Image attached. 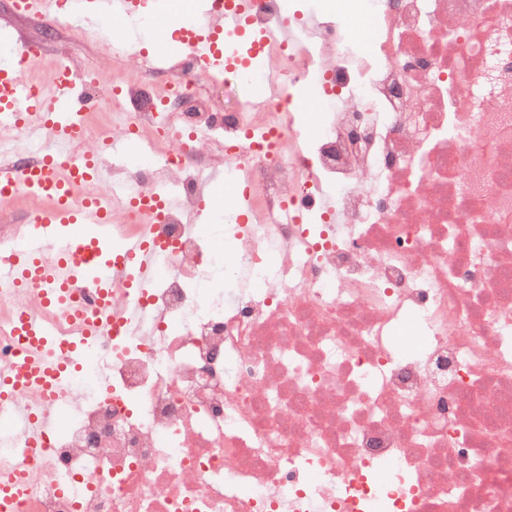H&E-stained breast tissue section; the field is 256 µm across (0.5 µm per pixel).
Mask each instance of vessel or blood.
Returning <instances> with one entry per match:
<instances>
[{
  "label": "vessel or blood",
  "mask_w": 512,
  "mask_h": 512,
  "mask_svg": "<svg viewBox=\"0 0 512 512\" xmlns=\"http://www.w3.org/2000/svg\"><path fill=\"white\" fill-rule=\"evenodd\" d=\"M76 0H18L22 14L47 17ZM254 0H224L223 11L196 15L194 20H168L167 25L187 41L191 51L217 77L229 66L225 39L245 36ZM148 0H94L98 22L124 21L145 15ZM28 54L17 45L12 61L0 64V127L40 133L46 147L36 165L24 168L0 165V198L30 194L47 198L45 207L32 212L25 236L0 258V279L25 291L39 289L44 308L64 313L79 322L83 338L99 335L97 323L85 320L77 303L78 291L90 286L101 298L109 296L113 270L133 267L140 285L160 271L153 251L139 240L113 247L112 211L99 198L79 195L80 186L99 175L98 154L81 150L86 126L73 97L83 75L66 64L57 65L55 78L42 92H34L21 65ZM12 332L24 342L11 371L0 374V400L35 388L47 399L62 392L64 376L83 358L81 340L56 339L51 326L26 313L12 323ZM27 487L22 469L0 472V512H15Z\"/></svg>",
  "instance_id": "b4317fda"
}]
</instances>
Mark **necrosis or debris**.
Masks as SVG:
<instances>
[{
	"instance_id": "necrosis-or-debris-1",
	"label": "necrosis or debris",
	"mask_w": 512,
	"mask_h": 512,
	"mask_svg": "<svg viewBox=\"0 0 512 512\" xmlns=\"http://www.w3.org/2000/svg\"><path fill=\"white\" fill-rule=\"evenodd\" d=\"M251 22L277 86L261 100L186 110L205 80L188 55L148 112L130 102L149 58L119 94L100 66L81 86L94 137L133 133L139 161L80 192L165 272L113 276L112 323L67 375L18 512H512V0H324L301 23L259 0ZM308 82L331 103L311 141L292 95ZM200 158L246 195L227 251L192 223ZM157 187L178 207H128ZM21 310L73 333L0 280V372ZM47 405L0 403V470Z\"/></svg>"
}]
</instances>
